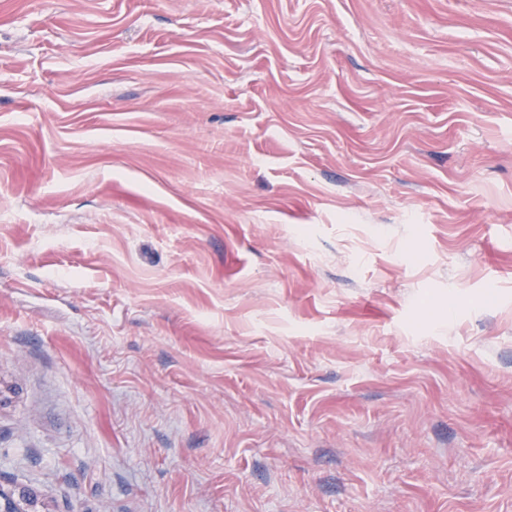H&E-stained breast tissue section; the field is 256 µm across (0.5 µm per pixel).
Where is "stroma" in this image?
<instances>
[{"mask_svg":"<svg viewBox=\"0 0 512 512\" xmlns=\"http://www.w3.org/2000/svg\"><path fill=\"white\" fill-rule=\"evenodd\" d=\"M0 488L512 512V0H0Z\"/></svg>","mask_w":512,"mask_h":512,"instance_id":"stroma-1","label":"stroma"}]
</instances>
